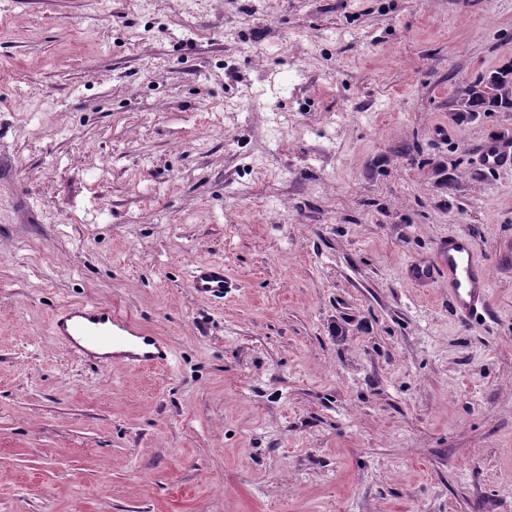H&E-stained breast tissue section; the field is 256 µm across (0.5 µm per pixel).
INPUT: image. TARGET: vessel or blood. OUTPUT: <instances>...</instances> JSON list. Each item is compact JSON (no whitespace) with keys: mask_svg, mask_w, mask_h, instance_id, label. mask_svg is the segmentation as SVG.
<instances>
[{"mask_svg":"<svg viewBox=\"0 0 512 512\" xmlns=\"http://www.w3.org/2000/svg\"><path fill=\"white\" fill-rule=\"evenodd\" d=\"M408 273L419 283L447 277L448 296L461 315L472 316L486 308L489 290L486 269L467 237L449 236L439 244L432 260L412 264ZM189 286L201 298L223 300L228 286L223 264L197 265L190 275ZM52 331L72 353L97 365L165 370L173 360L172 349L163 337L105 304L65 306L55 315Z\"/></svg>","mask_w":512,"mask_h":512,"instance_id":"obj_1","label":"vessel or blood"}]
</instances>
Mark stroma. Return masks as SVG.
<instances>
[{
    "label": "stroma",
    "mask_w": 512,
    "mask_h": 512,
    "mask_svg": "<svg viewBox=\"0 0 512 512\" xmlns=\"http://www.w3.org/2000/svg\"><path fill=\"white\" fill-rule=\"evenodd\" d=\"M510 61L512 0H0V512H512V112L452 106ZM408 273L419 283L447 277L448 297L461 315H477L486 309L489 290L486 269L465 236H448L439 244L433 260L412 264ZM189 288L201 298L223 302L224 288H228L224 264L210 262L197 265L190 275ZM53 335L72 353L97 365L127 369H168L173 360L169 343L98 303L71 304L52 321Z\"/></svg>",
    "instance_id": "stroma-1"
}]
</instances>
